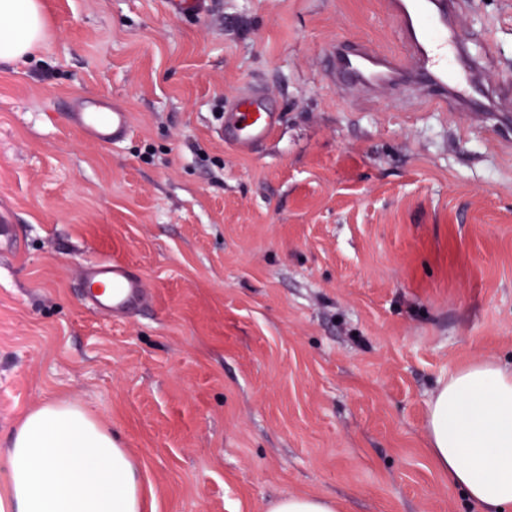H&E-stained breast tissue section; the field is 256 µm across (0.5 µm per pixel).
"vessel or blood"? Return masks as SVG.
Wrapping results in <instances>:
<instances>
[{
	"label": "vessel or blood",
	"mask_w": 512,
	"mask_h": 512,
	"mask_svg": "<svg viewBox=\"0 0 512 512\" xmlns=\"http://www.w3.org/2000/svg\"><path fill=\"white\" fill-rule=\"evenodd\" d=\"M385 8L399 22L405 54H381L361 40L338 42L331 54L337 81L365 91L404 85L424 96L435 112L475 105L483 112L492 108L512 113V101L494 95L479 80L483 63L468 53L457 32L454 0H385ZM66 118L101 146L123 141L131 132L129 114L101 101H87L82 111L67 113ZM279 122L280 115L268 107L265 93L254 89L238 97L235 112L219 124L218 136L248 152L272 139ZM80 276L92 308L107 315L126 314L144 295L143 276L125 263H87Z\"/></svg>",
	"instance_id": "obj_1"
}]
</instances>
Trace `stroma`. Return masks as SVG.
<instances>
[{"instance_id": "35a3bbf8", "label": "stroma", "mask_w": 512, "mask_h": 512, "mask_svg": "<svg viewBox=\"0 0 512 512\" xmlns=\"http://www.w3.org/2000/svg\"><path fill=\"white\" fill-rule=\"evenodd\" d=\"M47 36L0 63V448L49 401L83 407L142 466L147 512H479L428 452L454 369L512 364V126L337 85L341 40L404 53L384 0H40ZM456 25L512 100V0ZM261 86L254 152L217 115ZM129 112L100 146L63 120ZM129 263L146 303L110 317L80 267ZM268 512H341L336 500L318 495L293 494L273 501Z\"/></svg>"}]
</instances>
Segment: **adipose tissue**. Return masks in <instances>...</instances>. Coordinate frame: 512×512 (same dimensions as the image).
<instances>
[{"label": "adipose tissue", "mask_w": 512, "mask_h": 512, "mask_svg": "<svg viewBox=\"0 0 512 512\" xmlns=\"http://www.w3.org/2000/svg\"><path fill=\"white\" fill-rule=\"evenodd\" d=\"M40 0H0V62L44 38ZM429 453L480 512H512V366L479 360L436 390ZM144 475L126 448L81 407L27 413L0 448V512H145Z\"/></svg>", "instance_id": "adipose-tissue-1"}]
</instances>
